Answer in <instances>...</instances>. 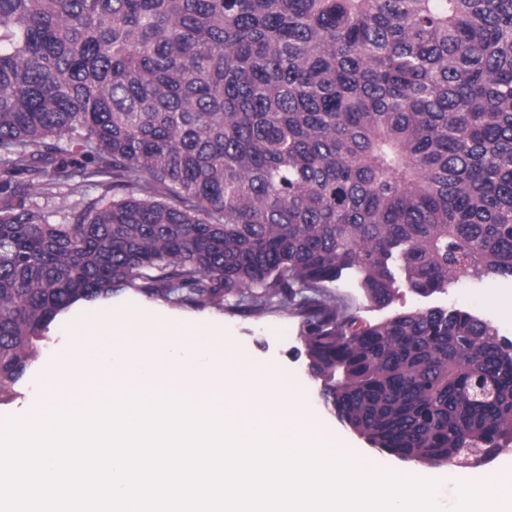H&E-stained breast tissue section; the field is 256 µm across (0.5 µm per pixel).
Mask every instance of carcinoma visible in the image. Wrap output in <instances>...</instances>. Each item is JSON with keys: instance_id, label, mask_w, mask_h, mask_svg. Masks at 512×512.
<instances>
[{"instance_id": "carcinoma-1", "label": "carcinoma", "mask_w": 512, "mask_h": 512, "mask_svg": "<svg viewBox=\"0 0 512 512\" xmlns=\"http://www.w3.org/2000/svg\"><path fill=\"white\" fill-rule=\"evenodd\" d=\"M0 394L118 292L306 314L324 407L371 447L512 444V340L368 302L512 279V0H0ZM112 178L62 217L29 202Z\"/></svg>"}]
</instances>
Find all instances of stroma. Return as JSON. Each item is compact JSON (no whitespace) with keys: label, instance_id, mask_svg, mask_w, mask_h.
Masks as SVG:
<instances>
[{"label":"stroma","instance_id":"35a3bbf8","mask_svg":"<svg viewBox=\"0 0 512 512\" xmlns=\"http://www.w3.org/2000/svg\"><path fill=\"white\" fill-rule=\"evenodd\" d=\"M326 298L346 306L354 313L359 324H373L391 315L392 312L422 307H456L494 325L500 336L512 339V317H504L500 304L512 300V280L502 278H460L446 290L422 297L406 291L386 308L370 304L357 280L350 275L342 277L324 288ZM113 307L158 310L168 316L186 321L210 320L224 328L226 338L244 349L253 359L269 363L290 371L304 379L309 402L315 412L329 426H336V418L323 406L319 398V384L310 376L303 345L302 309L276 308L264 311L253 310L247 305L228 304L224 308H177L159 298H149L126 291L112 298ZM69 342L66 327L52 324L46 341L42 342L38 358L23 377L7 392L0 394V419L16 421L31 409L42 405L41 377L54 367L59 354Z\"/></svg>","mask_w":512,"mask_h":512}]
</instances>
